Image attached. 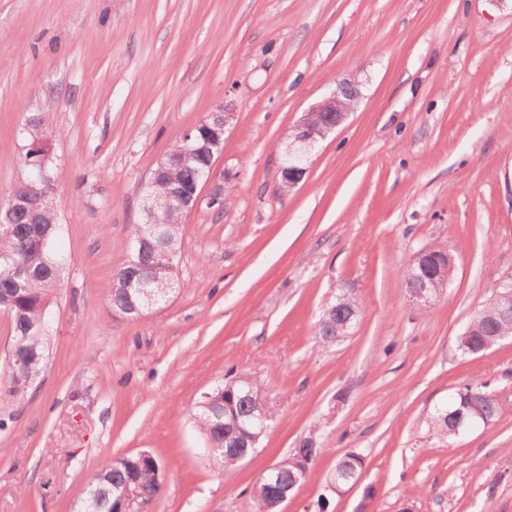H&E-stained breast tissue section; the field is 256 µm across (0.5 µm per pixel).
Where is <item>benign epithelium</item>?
Listing matches in <instances>:
<instances>
[{"instance_id":"1","label":"benign epithelium","mask_w":512,"mask_h":512,"mask_svg":"<svg viewBox=\"0 0 512 512\" xmlns=\"http://www.w3.org/2000/svg\"><path fill=\"white\" fill-rule=\"evenodd\" d=\"M355 89L343 82L326 98L311 105L302 115L288 136L285 156L288 160L280 165L282 181L289 188L299 185L309 171L308 161L316 146L340 126L353 109ZM234 118L228 105L221 103L208 117L188 130L182 139L183 144L193 140V130L201 127L207 130L206 145H223L224 134ZM493 301L503 307H512V280H504L496 288Z\"/></svg>"}]
</instances>
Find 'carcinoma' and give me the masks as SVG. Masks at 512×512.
Returning <instances> with one entry per match:
<instances>
[{
  "instance_id": "obj_1",
  "label": "carcinoma",
  "mask_w": 512,
  "mask_h": 512,
  "mask_svg": "<svg viewBox=\"0 0 512 512\" xmlns=\"http://www.w3.org/2000/svg\"><path fill=\"white\" fill-rule=\"evenodd\" d=\"M35 119L27 118L24 141V164L28 173L46 168L53 180L59 171L52 166L50 152L36 145ZM218 157L198 142L190 144V150L177 156L167 166L164 177L145 190L156 197L168 188L180 186L184 196L172 201L164 209L153 211L150 224L157 227L154 236L147 233L145 218L130 225L125 245L127 259L116 275L110 295L113 310L130 317H140L151 311L145 306L142 288L155 292L156 307L168 301L166 293L177 277L175 269L159 258L164 250L181 245L184 219L193 206L196 190L210 173ZM17 188L25 194H51L54 186L34 182L28 178ZM58 203L48 201L40 214L33 218L22 207L9 208L0 205V256L12 258L22 269V275L0 264V311L10 313L12 325L11 355L6 357V384L8 392L17 393L27 387L32 378L45 368L48 355V314L51 299L59 288L62 265L41 247V239L52 238L57 230ZM148 238L142 243V238ZM443 255L442 248L430 254L427 269L406 267L400 279L407 290L418 287L427 280L432 287L442 291L448 285V272L444 261H436ZM340 317L334 319L322 315L314 327L318 344L333 342L336 335L350 334L357 325L360 308L352 290L341 288L334 301ZM465 332L468 336L457 338V350L463 356L481 353L480 343L484 336L499 332L512 335V309L507 310L493 301L479 306L473 313ZM263 399L256 382L246 374L230 375L208 392L200 396L193 413L194 423L202 436L205 447L215 448L213 462L223 469H231L250 457L260 439L258 427L252 422L254 403ZM512 409V402L493 395L487 385L466 386L456 393L453 401L435 408L426 418L432 434L449 441L457 438L455 429H463L471 423L483 420L492 424ZM321 449L314 440H308L304 449L292 450L288 457L276 465L272 474H263L251 492L252 512H278L276 501L290 497L308 478ZM364 459L350 452L336 465V471L350 476L363 470ZM163 466L148 451L132 456L110 459L104 462L94 479L80 493V512H115V506L124 496L128 485H139L147 491L135 504L137 512H149L150 506L162 489Z\"/></svg>"
}]
</instances>
